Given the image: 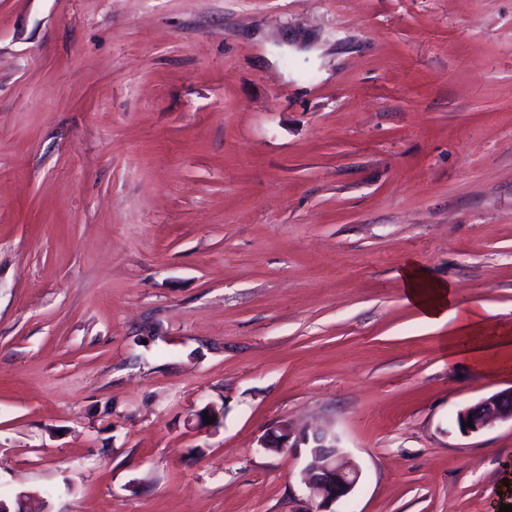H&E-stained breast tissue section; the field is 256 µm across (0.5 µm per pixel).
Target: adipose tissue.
Segmentation results:
<instances>
[{
  "label": "adipose tissue",
  "mask_w": 512,
  "mask_h": 512,
  "mask_svg": "<svg viewBox=\"0 0 512 512\" xmlns=\"http://www.w3.org/2000/svg\"><path fill=\"white\" fill-rule=\"evenodd\" d=\"M400 275L404 301L419 313L422 321L447 327L449 335L456 338L479 332L487 324V307L480 303L459 305L454 288L431 278L417 262L407 261Z\"/></svg>",
  "instance_id": "ef3b65f1"
}]
</instances>
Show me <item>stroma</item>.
Here are the masks:
<instances>
[{"mask_svg":"<svg viewBox=\"0 0 512 512\" xmlns=\"http://www.w3.org/2000/svg\"><path fill=\"white\" fill-rule=\"evenodd\" d=\"M410 259L512 337V0H0V499L499 512L512 349L449 362ZM218 426L199 424L206 404ZM469 415H472L473 428L469 426ZM496 421L512 423V387L463 407L456 413L457 428L464 435L483 431ZM462 424H465V429H462ZM261 445L303 456L300 480L304 497L298 512H334L331 507L348 498L360 482L359 466L343 453L340 438L330 428H297L281 422L261 440Z\"/></svg>","mask_w":512,"mask_h":512,"instance_id":"1","label":"stroma"}]
</instances>
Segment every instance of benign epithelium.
<instances>
[{
    "instance_id": "7a95c632",
    "label": "benign epithelium",
    "mask_w": 512,
    "mask_h": 512,
    "mask_svg": "<svg viewBox=\"0 0 512 512\" xmlns=\"http://www.w3.org/2000/svg\"><path fill=\"white\" fill-rule=\"evenodd\" d=\"M496 421L512 422V388L456 413L457 428L464 435L478 433ZM261 445L304 458V497L299 512H332L331 507L348 498L360 482L359 466L343 453L340 438L329 428H297L290 422H281L261 440Z\"/></svg>"
}]
</instances>
